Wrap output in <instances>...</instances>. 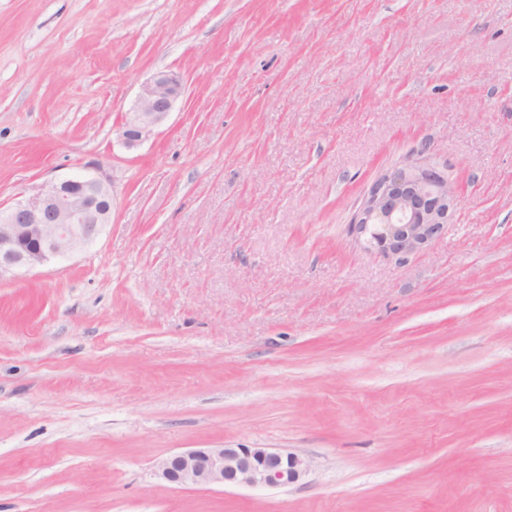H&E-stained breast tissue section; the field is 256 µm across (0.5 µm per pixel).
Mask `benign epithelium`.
Instances as JSON below:
<instances>
[{
    "instance_id": "1",
    "label": "benign epithelium",
    "mask_w": 512,
    "mask_h": 512,
    "mask_svg": "<svg viewBox=\"0 0 512 512\" xmlns=\"http://www.w3.org/2000/svg\"><path fill=\"white\" fill-rule=\"evenodd\" d=\"M183 92L179 75L161 71L141 89L118 129L128 147L146 139L168 118ZM456 189L444 170L408 163L375 183L353 222L368 247L405 260L440 237ZM112 223V188L98 165L88 173L55 180L32 195L0 206V276L26 273L83 251ZM309 462L267 448H194L164 459L161 478L179 485L286 487L299 481Z\"/></svg>"
}]
</instances>
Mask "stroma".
<instances>
[{
	"instance_id": "1",
	"label": "stroma",
	"mask_w": 512,
	"mask_h": 512,
	"mask_svg": "<svg viewBox=\"0 0 512 512\" xmlns=\"http://www.w3.org/2000/svg\"><path fill=\"white\" fill-rule=\"evenodd\" d=\"M415 160L398 262L351 224ZM93 164L99 240L0 276V512H512V0H0V203ZM222 446L310 470L159 475ZM183 92L179 75L161 71L141 89L134 109L127 113L118 129V138L128 147L146 139L168 118L175 101ZM455 201L456 189L444 170L408 163L372 186L353 230L368 236V248L403 261L442 235ZM309 462L267 448H194L164 459L161 478L179 485L286 487L299 481Z\"/></svg>"
}]
</instances>
